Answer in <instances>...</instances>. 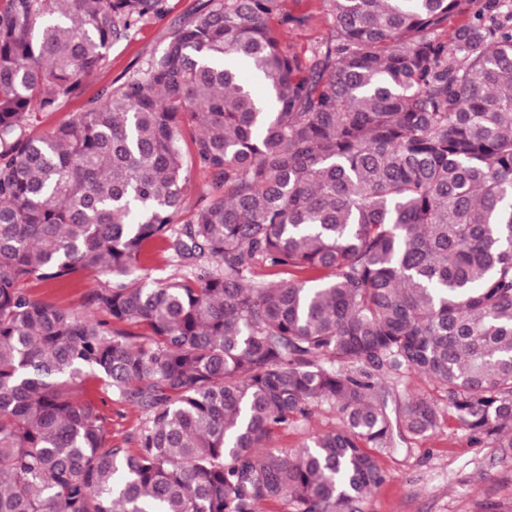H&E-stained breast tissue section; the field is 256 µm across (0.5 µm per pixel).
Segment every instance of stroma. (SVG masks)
Here are the masks:
<instances>
[{"label": "stroma", "instance_id": "35a3bbf8", "mask_svg": "<svg viewBox=\"0 0 512 512\" xmlns=\"http://www.w3.org/2000/svg\"><path fill=\"white\" fill-rule=\"evenodd\" d=\"M201 0H170V10L154 18L130 40L114 46L107 65L86 78L81 94L60 111L39 114L33 131L62 122L83 111L88 102L124 74L160 56L169 35L187 19ZM290 9L309 15L304 27L289 31L298 49L310 48L325 37L333 23L321 0H288ZM88 276L66 285L31 281L25 288L36 299L80 310L86 294L95 288ZM337 414L326 406L315 408L308 421L277 430L271 448L298 452L315 433L337 425ZM386 481L362 503V512H512V448L502 450L474 444L468 433L446 424L425 438L396 441L376 449Z\"/></svg>", "mask_w": 512, "mask_h": 512}]
</instances>
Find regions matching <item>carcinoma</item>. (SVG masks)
I'll return each instance as SVG.
<instances>
[{"label": "carcinoma", "instance_id": "obj_1", "mask_svg": "<svg viewBox=\"0 0 512 512\" xmlns=\"http://www.w3.org/2000/svg\"><path fill=\"white\" fill-rule=\"evenodd\" d=\"M168 2L0 0V512H359L396 432L512 448V0H323L305 51L288 0H205L27 134ZM157 243L193 272L144 281ZM85 273V312L24 288ZM409 371L448 410L389 409ZM88 381L143 411L129 447ZM205 0H170V11L154 18L130 40L114 46L108 64L85 79L82 93L64 105L58 112L40 113L29 132H41L44 128L62 122L71 114L82 112L88 102L97 98L101 91L122 77L145 66L146 62L160 56L167 45L168 36L186 20L188 11ZM288 5L297 13L311 16L306 26L288 31V40L298 49H308L327 35L333 20L321 0H288ZM337 414L328 406L315 408L309 421L290 425L277 430L269 443L270 448L288 453L298 452L315 433L328 430L337 425Z\"/></svg>", "mask_w": 512, "mask_h": 512}]
</instances>
